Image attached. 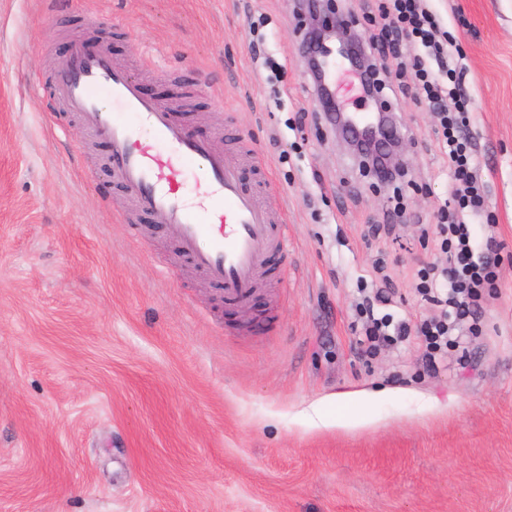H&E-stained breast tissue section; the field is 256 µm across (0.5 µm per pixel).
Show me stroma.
Returning <instances> with one entry per match:
<instances>
[{
	"label": "stroma",
	"mask_w": 512,
	"mask_h": 512,
	"mask_svg": "<svg viewBox=\"0 0 512 512\" xmlns=\"http://www.w3.org/2000/svg\"><path fill=\"white\" fill-rule=\"evenodd\" d=\"M462 64L485 207L512 252V0H429ZM194 136L254 148L284 210L282 277L228 305L173 229L124 223L108 147L52 97L75 32ZM284 0H0V512H512V259L466 367L418 336L359 347L361 281L385 254L399 309L431 307L418 237L448 196L424 102L394 183L318 107Z\"/></svg>",
	"instance_id": "35a3bbf8"
}]
</instances>
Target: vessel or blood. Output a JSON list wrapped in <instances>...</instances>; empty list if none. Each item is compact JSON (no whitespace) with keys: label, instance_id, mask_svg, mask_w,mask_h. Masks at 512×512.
Listing matches in <instances>:
<instances>
[{"label":"vessel or blood","instance_id":"obj_1","mask_svg":"<svg viewBox=\"0 0 512 512\" xmlns=\"http://www.w3.org/2000/svg\"><path fill=\"white\" fill-rule=\"evenodd\" d=\"M53 94L87 132L108 142L112 178L128 211L172 227L182 253L222 284L225 301L251 300L284 246V219L244 187L237 152L192 136L176 107L148 97L110 53L78 39L56 69ZM188 169L202 174L195 204L181 191Z\"/></svg>","mask_w":512,"mask_h":512}]
</instances>
